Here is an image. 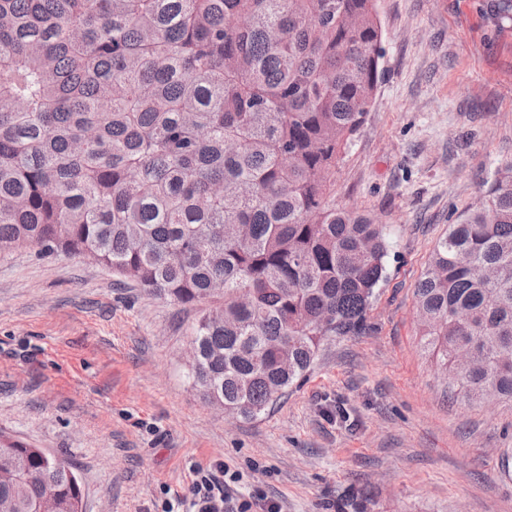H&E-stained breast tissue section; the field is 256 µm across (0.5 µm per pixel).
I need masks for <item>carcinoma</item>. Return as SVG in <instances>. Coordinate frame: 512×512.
<instances>
[{
	"mask_svg": "<svg viewBox=\"0 0 512 512\" xmlns=\"http://www.w3.org/2000/svg\"><path fill=\"white\" fill-rule=\"evenodd\" d=\"M382 42L376 0H0V256L91 254L156 297L206 302L188 378L258 416L326 338L365 330L384 278L383 225L336 207L330 182ZM415 296L449 388L512 403V161ZM47 493L83 512L65 459L0 431V512Z\"/></svg>",
	"mask_w": 512,
	"mask_h": 512,
	"instance_id": "1",
	"label": "carcinoma"
}]
</instances>
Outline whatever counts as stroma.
<instances>
[{
	"label": "stroma",
	"mask_w": 512,
	"mask_h": 512,
	"mask_svg": "<svg viewBox=\"0 0 512 512\" xmlns=\"http://www.w3.org/2000/svg\"><path fill=\"white\" fill-rule=\"evenodd\" d=\"M385 75L333 175L386 228L369 326L323 342L270 411L233 417L186 377L197 306L87 256L0 259V431L65 457L84 512H182L193 467L282 512H512V404L448 399L415 286L454 216L512 161V17L498 0H377Z\"/></svg>",
	"instance_id": "obj_1"
}]
</instances>
